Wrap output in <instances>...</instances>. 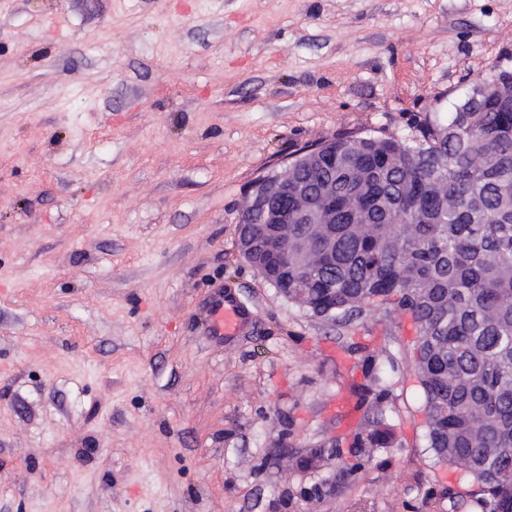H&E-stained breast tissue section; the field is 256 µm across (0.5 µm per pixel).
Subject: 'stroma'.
I'll return each instance as SVG.
<instances>
[{
    "instance_id": "1",
    "label": "stroma",
    "mask_w": 512,
    "mask_h": 512,
    "mask_svg": "<svg viewBox=\"0 0 512 512\" xmlns=\"http://www.w3.org/2000/svg\"><path fill=\"white\" fill-rule=\"evenodd\" d=\"M495 65L512 0H0V512H478L426 446L411 316L313 317L236 241L289 154L447 122ZM353 343L399 445L311 497L290 459L368 418L336 408ZM209 316L213 333L226 338L238 336L247 321L245 311L230 294L224 295V298L211 306Z\"/></svg>"
}]
</instances>
